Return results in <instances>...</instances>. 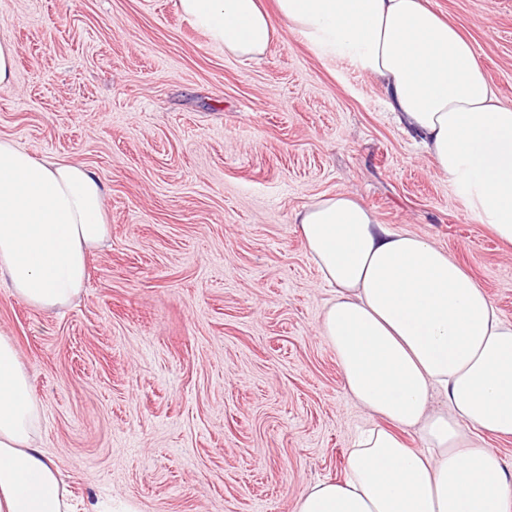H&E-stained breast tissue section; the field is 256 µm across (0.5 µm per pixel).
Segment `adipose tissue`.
I'll list each match as a JSON object with an SVG mask.
<instances>
[{
  "instance_id": "adipose-tissue-1",
  "label": "adipose tissue",
  "mask_w": 512,
  "mask_h": 512,
  "mask_svg": "<svg viewBox=\"0 0 512 512\" xmlns=\"http://www.w3.org/2000/svg\"><path fill=\"white\" fill-rule=\"evenodd\" d=\"M214 46L262 58L281 30L378 80L397 122L473 218L512 244V105L468 39L428 0H176ZM106 189L83 164L34 158L0 137V283L41 311L70 305L110 239ZM334 290L319 336L348 395L374 419L345 477L296 512H512V476L483 438L512 437V323L445 250L381 223L348 193L293 218ZM31 372L0 333V512H69L41 445ZM420 435L410 447L404 435Z\"/></svg>"
}]
</instances>
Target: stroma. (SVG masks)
<instances>
[{
	"mask_svg": "<svg viewBox=\"0 0 512 512\" xmlns=\"http://www.w3.org/2000/svg\"><path fill=\"white\" fill-rule=\"evenodd\" d=\"M512 104V0H430ZM17 50L0 136L106 186L112 238L69 307L0 286L42 446L77 512H295L372 421L317 325L330 288L292 222L347 192L448 251L512 322V247L474 220L375 82L282 33L259 60L175 0H0Z\"/></svg>",
	"mask_w": 512,
	"mask_h": 512,
	"instance_id": "35a3bbf8",
	"label": "stroma"
}]
</instances>
